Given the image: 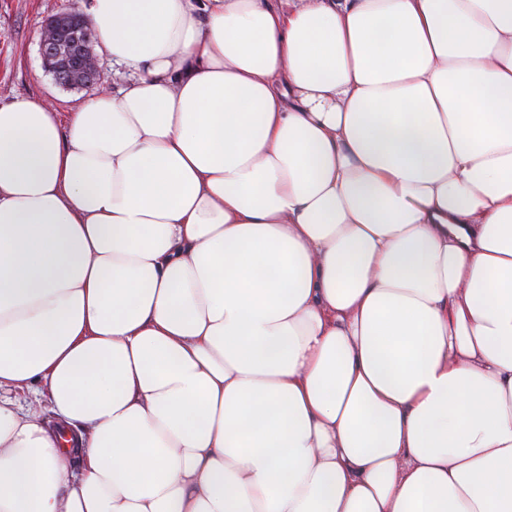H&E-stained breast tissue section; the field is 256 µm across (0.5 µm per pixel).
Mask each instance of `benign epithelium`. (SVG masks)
Instances as JSON below:
<instances>
[{
    "label": "benign epithelium",
    "instance_id": "benign-epithelium-1",
    "mask_svg": "<svg viewBox=\"0 0 512 512\" xmlns=\"http://www.w3.org/2000/svg\"><path fill=\"white\" fill-rule=\"evenodd\" d=\"M89 21L80 14L52 16L45 22L41 35V55L45 70L55 82L71 88V72L84 74V85H105V77L93 49L79 45L75 31Z\"/></svg>",
    "mask_w": 512,
    "mask_h": 512
}]
</instances>
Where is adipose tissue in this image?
<instances>
[{
  "mask_svg": "<svg viewBox=\"0 0 512 512\" xmlns=\"http://www.w3.org/2000/svg\"><path fill=\"white\" fill-rule=\"evenodd\" d=\"M128 74L0 104V512H512V0H90Z\"/></svg>",
  "mask_w": 512,
  "mask_h": 512,
  "instance_id": "adipose-tissue-1",
  "label": "adipose tissue"
}]
</instances>
